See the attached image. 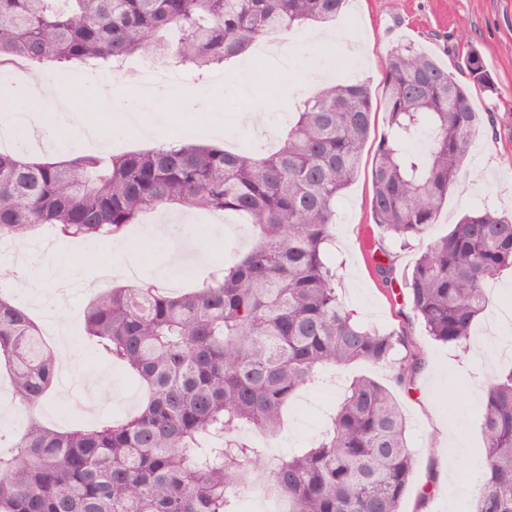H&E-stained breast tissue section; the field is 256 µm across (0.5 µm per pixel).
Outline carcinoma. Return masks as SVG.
Returning a JSON list of instances; mask_svg holds the SVG:
<instances>
[{"mask_svg":"<svg viewBox=\"0 0 512 512\" xmlns=\"http://www.w3.org/2000/svg\"><path fill=\"white\" fill-rule=\"evenodd\" d=\"M345 0H0V67L172 59L201 80L246 46L336 21ZM473 85L493 81L480 53L462 54ZM387 131L372 168L379 227L375 274L397 281L388 243L426 240L458 185L480 116L470 86L412 43L393 47L382 83ZM296 121L268 154L175 142L149 151L25 162L0 149V238L46 228L106 240L169 205L238 215L253 246L202 287L152 281L104 288L85 334L146 392L135 414L59 431L35 419L0 433V512H240L242 483L274 485L293 512H400L417 469L394 388L423 368L406 328L363 325L341 300L327 250L336 200L359 176L373 126L368 83L301 96ZM429 133L421 152L413 147ZM512 267V216L476 207L427 240L405 278L412 318L437 342L467 347L488 306L487 283ZM405 350L392 383L354 379L322 435L273 462L241 435L274 438L284 410L328 369L373 365ZM59 356L0 288V366L33 413L56 383ZM478 498L470 512H512V367L483 387Z\"/></svg>","mask_w":512,"mask_h":512,"instance_id":"obj_1","label":"carcinoma"}]
</instances>
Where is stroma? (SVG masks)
<instances>
[{
  "label": "stroma",
  "mask_w": 512,
  "mask_h": 512,
  "mask_svg": "<svg viewBox=\"0 0 512 512\" xmlns=\"http://www.w3.org/2000/svg\"><path fill=\"white\" fill-rule=\"evenodd\" d=\"M336 26L349 36L368 38L367 52L356 56V74L370 85L376 119L365 146L361 173L337 203L340 221L332 260L340 280L339 294L348 308L371 326L397 330L408 324L409 309L402 297L388 292L375 275L370 252L371 242L379 235L370 211L371 166L386 129L381 81L387 53L398 44L412 42L450 68L458 47L469 44L483 56L494 83L493 91L472 93L471 103L475 111L493 113L495 129L475 134L459 184L449 192L448 204L431 226L430 237L446 235L451 224L482 204L511 212L512 0H348ZM71 71L82 81L76 92V116L104 126L114 106L119 105L152 118L153 105L140 100L142 76L137 68H129L118 77L111 69L84 64L72 66ZM252 71L253 80L240 86L229 79L199 82L186 70L174 67L175 79L185 81L194 101L190 111L167 117L162 140L186 139L197 117L206 114L223 118L225 148L247 151L261 142L252 129L253 113L264 114L271 127L284 129L296 94L317 89L305 63L294 55L284 62L274 58L256 60ZM111 76L120 90L119 99L99 100L95 94L97 85L101 78ZM146 223L171 225L172 251H181L186 243L191 246L190 253L183 256L187 262L204 248L211 252L214 264L227 265L251 241L248 225L236 217L225 223L223 241H212L208 215L198 210L153 212L145 216L143 224ZM143 224L130 225L121 237L109 243L88 242L82 250L69 248L66 240H59L55 250L64 258L67 280L74 284L93 282L104 260L111 256L134 258L141 277L166 280L167 260L143 237ZM12 296L36 322H43L45 311L55 314L60 326L48 335L47 342L70 363L69 369L59 373L49 403L33 416L45 426L65 430L76 423L91 425L137 410L145 396L141 385L128 377L122 367L106 361L83 334V312L89 294L74 291L49 307L40 305L22 285L14 289ZM411 327V340L424 368L417 376L416 392H401L397 398L412 444L421 454L414 486L404 498L401 512H468L473 486L468 466L480 460L483 452L479 387L504 370L505 365H485L434 341L421 325ZM335 401V395L325 386L304 393L286 413L278 438L270 444L272 453L286 454L289 448L318 436L324 425L322 413ZM315 404L322 413L314 417L309 410ZM32 415L13 398L7 376L0 370V428L22 432ZM432 471L437 474V489L425 503H418V488Z\"/></svg>",
  "instance_id": "stroma-1"
}]
</instances>
